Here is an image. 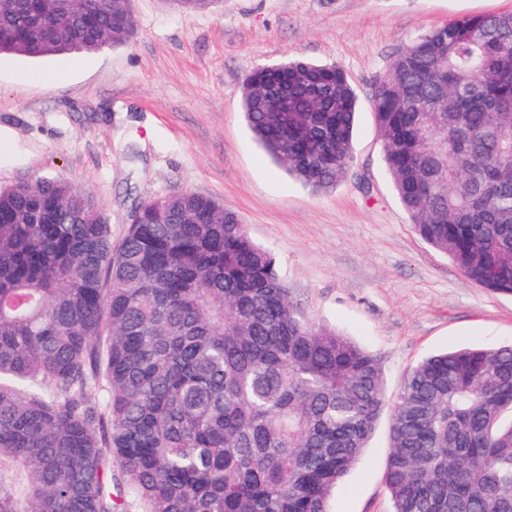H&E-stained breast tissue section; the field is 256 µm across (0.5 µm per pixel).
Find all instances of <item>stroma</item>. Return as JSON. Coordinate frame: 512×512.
Instances as JSON below:
<instances>
[{"label": "stroma", "mask_w": 512, "mask_h": 512, "mask_svg": "<svg viewBox=\"0 0 512 512\" xmlns=\"http://www.w3.org/2000/svg\"><path fill=\"white\" fill-rule=\"evenodd\" d=\"M132 13L128 43L73 53L72 68L59 55L0 54V187L52 177L87 190L116 241L141 202L214 197L274 254L294 304L380 359L392 399L428 354L512 345V295L468 281L416 233L371 106L397 49L462 15L512 13V0H216L201 12L133 0ZM293 56L340 65L359 96L354 161L328 192L271 161L242 113L246 75ZM27 72L57 80L26 83ZM389 418L330 512H393Z\"/></svg>", "instance_id": "stroma-1"}]
</instances>
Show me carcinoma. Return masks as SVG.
<instances>
[{"label": "carcinoma", "mask_w": 512, "mask_h": 512, "mask_svg": "<svg viewBox=\"0 0 512 512\" xmlns=\"http://www.w3.org/2000/svg\"><path fill=\"white\" fill-rule=\"evenodd\" d=\"M0 0V53L129 41L131 0ZM297 111L257 68L258 147L313 192L353 163L344 69L289 58ZM383 164L411 224L470 282L512 294V14H469L396 51L374 84ZM121 241L96 197L0 188V512H329L391 408L394 512H512V347L423 357L388 405L382 365L288 298L239 215L191 190ZM106 392L97 401L96 390Z\"/></svg>", "instance_id": "carcinoma-1"}]
</instances>
